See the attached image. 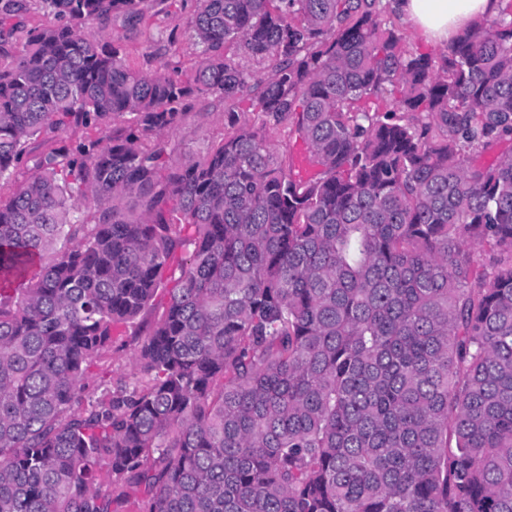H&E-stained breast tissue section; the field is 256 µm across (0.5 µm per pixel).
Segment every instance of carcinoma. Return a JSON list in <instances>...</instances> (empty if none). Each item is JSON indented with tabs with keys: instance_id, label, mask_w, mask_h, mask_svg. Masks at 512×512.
<instances>
[{
	"instance_id": "obj_1",
	"label": "carcinoma",
	"mask_w": 512,
	"mask_h": 512,
	"mask_svg": "<svg viewBox=\"0 0 512 512\" xmlns=\"http://www.w3.org/2000/svg\"><path fill=\"white\" fill-rule=\"evenodd\" d=\"M502 2L435 55L380 0H197L175 77L103 36L165 0L0 10V512H512V150L471 161L512 140ZM206 98L230 130L176 166ZM125 113L16 178L31 138ZM161 292L137 384L85 401ZM6 3L13 4V22H18L24 29L40 26L45 20L40 0H0V8ZM240 123H247L256 128L263 126V117L260 114L254 112H243L239 114ZM264 127V126H263ZM269 137L273 140L278 151L286 161L288 157L292 158L296 165L300 167H307L304 161V150L303 147L295 143L294 139L289 136L288 125L279 126L276 129H270L264 127Z\"/></svg>"
}]
</instances>
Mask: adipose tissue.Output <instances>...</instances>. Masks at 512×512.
<instances>
[{"label":"adipose tissue","mask_w":512,"mask_h":512,"mask_svg":"<svg viewBox=\"0 0 512 512\" xmlns=\"http://www.w3.org/2000/svg\"><path fill=\"white\" fill-rule=\"evenodd\" d=\"M394 13L432 44L445 45L478 21L498 15L501 0H390Z\"/></svg>","instance_id":"obj_1"}]
</instances>
